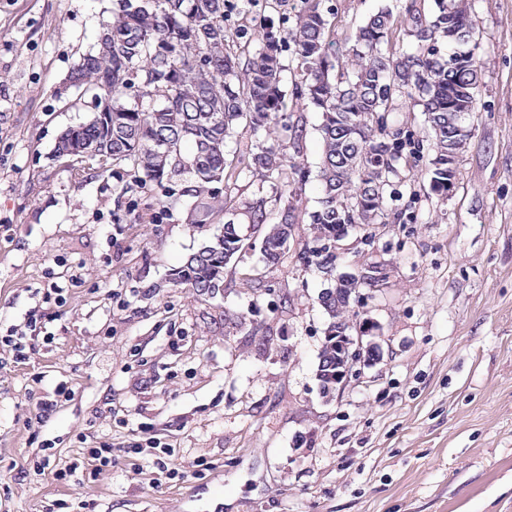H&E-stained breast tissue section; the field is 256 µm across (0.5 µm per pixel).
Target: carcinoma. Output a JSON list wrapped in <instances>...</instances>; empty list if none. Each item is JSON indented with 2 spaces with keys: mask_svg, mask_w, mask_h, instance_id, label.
<instances>
[{
  "mask_svg": "<svg viewBox=\"0 0 512 512\" xmlns=\"http://www.w3.org/2000/svg\"><path fill=\"white\" fill-rule=\"evenodd\" d=\"M228 0H120L104 25L95 48L71 71L68 84L95 90V113L86 123L60 136V156L93 157L114 167L128 166L140 185L158 184L191 174L196 185L170 192L192 198L190 223L203 226L225 211L215 184L225 180L224 145L241 125L271 134L288 130L281 123L286 96L297 106L321 113L323 196L309 214L311 244L299 260L332 283L319 297L329 322L318 367L325 384L335 379L342 355L336 322L350 321V289L355 280H336V236L351 224L384 222L387 195L400 178L402 142L389 131L395 100L406 96L422 107L431 135V187L448 193V143L479 110L480 63L473 44L472 0H435L429 14L417 0L405 6L411 28L405 35L413 48L386 55L381 46L399 16L389 9L371 15L342 56L325 39L326 22L319 0H301L292 25L283 33L268 31L264 45L246 67L230 45L224 25ZM453 52L439 55L436 43ZM301 61L302 74L283 89V46ZM128 95L156 103L151 109L128 107ZM294 154L273 147L249 150L246 169L283 178L277 223H267V198L256 195L234 209L223 231L171 270L174 286L188 285L200 294H215L224 282V266L238 252L246 223L264 230L268 262L279 263L294 224L300 218L292 173L302 181L306 171Z\"/></svg>",
  "mask_w": 512,
  "mask_h": 512,
  "instance_id": "carcinoma-1",
  "label": "carcinoma"
}]
</instances>
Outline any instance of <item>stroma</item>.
<instances>
[{"label": "stroma", "instance_id": "1", "mask_svg": "<svg viewBox=\"0 0 512 512\" xmlns=\"http://www.w3.org/2000/svg\"><path fill=\"white\" fill-rule=\"evenodd\" d=\"M404 2L320 9L342 50L370 14ZM117 7L0 0V334L29 335L35 315L54 338L22 363L0 347V512L60 500L72 512H512V0H474L482 106L452 191L431 190L429 151L404 147L413 185L396 184L386 223L339 245V271L383 272L350 307L375 324L381 356L328 397L317 376L328 283L298 261L307 222L272 266L261 233L241 226L222 288L201 295L168 275L225 215L191 227L188 198L55 155L94 112L91 93L55 92ZM228 24L242 64L287 26L273 0H234ZM284 118L314 172L320 113ZM289 138L243 125L228 139L229 206L279 192L280 178L243 159ZM134 440L167 443L165 468L129 452ZM46 443L55 455L41 474ZM104 443L111 466L55 479Z\"/></svg>", "mask_w": 512, "mask_h": 512}]
</instances>
